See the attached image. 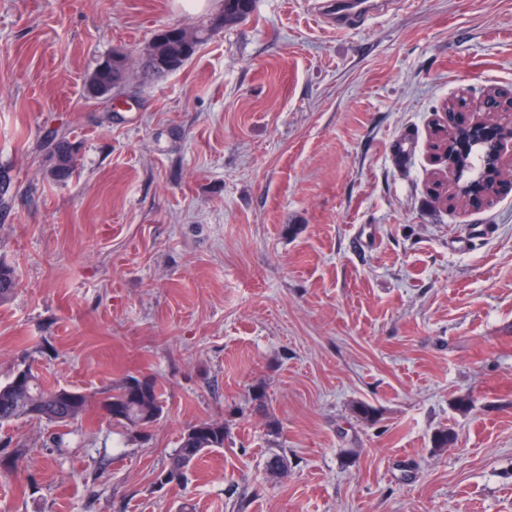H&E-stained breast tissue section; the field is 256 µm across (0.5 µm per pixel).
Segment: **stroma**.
Segmentation results:
<instances>
[{
  "label": "stroma",
  "instance_id": "1",
  "mask_svg": "<svg viewBox=\"0 0 512 512\" xmlns=\"http://www.w3.org/2000/svg\"><path fill=\"white\" fill-rule=\"evenodd\" d=\"M221 5L0 0V384L144 375L163 405L144 439L95 411L0 426V512H512V190L442 205L430 150L459 96L506 122L479 106L512 93V0H397L343 32L255 0L147 72L154 33ZM115 49L125 84L88 96ZM208 418L223 448L160 485ZM49 175L57 181L70 179L74 172V148L62 139L50 153Z\"/></svg>",
  "mask_w": 512,
  "mask_h": 512
}]
</instances>
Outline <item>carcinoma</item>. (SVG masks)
Listing matches in <instances>:
<instances>
[{"instance_id":"carcinoma-1","label":"carcinoma","mask_w":512,"mask_h":512,"mask_svg":"<svg viewBox=\"0 0 512 512\" xmlns=\"http://www.w3.org/2000/svg\"><path fill=\"white\" fill-rule=\"evenodd\" d=\"M255 0H224L221 11L206 23L187 29L172 26L157 31L146 49V68L163 76L191 60L201 45L218 29L233 27L253 11ZM127 53L114 50L92 71L87 80V94L106 96L120 86L127 73ZM49 175L57 181L70 179L74 172V148L61 140L50 153ZM16 288L14 271L0 263V300ZM97 406L103 419L125 427L139 436L161 417L163 406L156 383L148 378L128 376L111 392L99 399L72 388H47L32 367L26 368V382L15 379L0 384V424L17 419L53 422L66 425L81 418L91 406ZM227 434L221 421L208 419L189 425L170 460L169 482L181 485L188 472L203 454L224 447Z\"/></svg>"}]
</instances>
